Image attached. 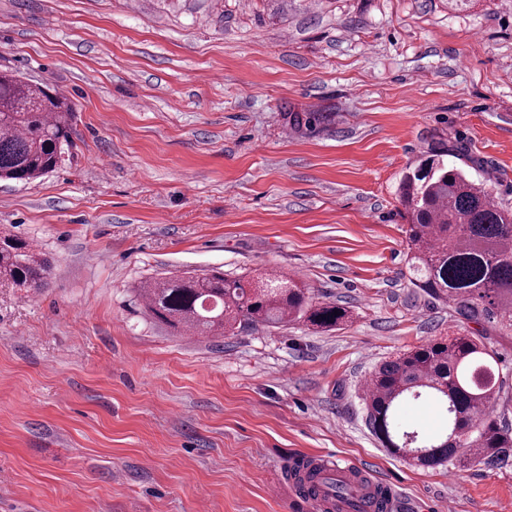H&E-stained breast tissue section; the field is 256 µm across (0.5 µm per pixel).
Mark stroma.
I'll return each instance as SVG.
<instances>
[{
    "instance_id": "obj_1",
    "label": "stroma",
    "mask_w": 512,
    "mask_h": 512,
    "mask_svg": "<svg viewBox=\"0 0 512 512\" xmlns=\"http://www.w3.org/2000/svg\"><path fill=\"white\" fill-rule=\"evenodd\" d=\"M0 68L74 104L65 164L0 181L53 265L0 284V512H314L334 456L396 512H503L512 462L417 469L367 427L381 358L455 333L414 288L396 190L436 143L512 208V0H0ZM299 276L348 307L227 336L157 323L169 272Z\"/></svg>"
}]
</instances>
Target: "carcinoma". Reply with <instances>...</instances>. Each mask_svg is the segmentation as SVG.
<instances>
[{
	"mask_svg": "<svg viewBox=\"0 0 512 512\" xmlns=\"http://www.w3.org/2000/svg\"><path fill=\"white\" fill-rule=\"evenodd\" d=\"M73 107L62 95L0 71V179L28 183L55 171L72 147ZM448 147L430 149L399 183V202L409 224L408 268L412 285L452 308L462 331L429 340L376 364L363 386L367 422L383 447L418 467L452 465L462 459L497 467L512 458V427L496 413L503 389L498 351L488 333L512 334V209L491 199L486 186L448 164ZM49 275L32 244L0 231V279L39 288ZM149 315L173 331L223 336L250 325L303 322L317 331L338 329L351 311L317 302L293 277L228 278L212 269L171 273L139 289ZM435 405L441 426L430 434L405 424L403 405ZM301 489L325 510L387 512L380 489L358 497V476L348 481L320 477L297 466Z\"/></svg>",
	"mask_w": 512,
	"mask_h": 512,
	"instance_id": "cac0c4a2",
	"label": "carcinoma"
}]
</instances>
